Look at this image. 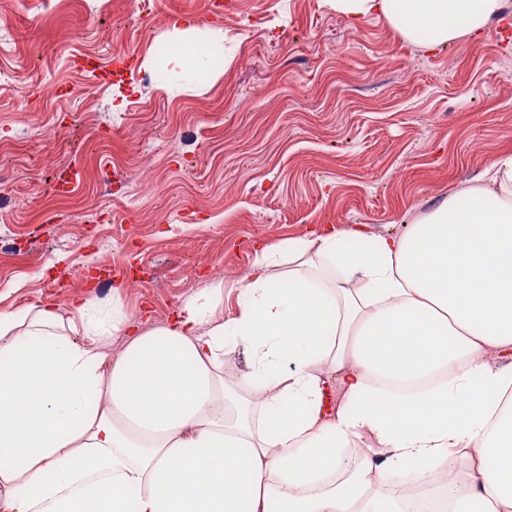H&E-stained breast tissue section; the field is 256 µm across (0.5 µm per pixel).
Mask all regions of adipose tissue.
<instances>
[{"label":"adipose tissue","instance_id":"1","mask_svg":"<svg viewBox=\"0 0 512 512\" xmlns=\"http://www.w3.org/2000/svg\"><path fill=\"white\" fill-rule=\"evenodd\" d=\"M325 4L424 50L504 9ZM486 175L400 236L255 244L229 314L220 281L149 327L120 281L0 311V512H419L397 471L444 478L448 512H512V152Z\"/></svg>","mask_w":512,"mask_h":512}]
</instances>
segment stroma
Instances as JSON below:
<instances>
[{"label": "stroma", "instance_id": "obj_1", "mask_svg": "<svg viewBox=\"0 0 512 512\" xmlns=\"http://www.w3.org/2000/svg\"><path fill=\"white\" fill-rule=\"evenodd\" d=\"M211 3L0 0V241H26L0 250V310L106 305L140 276L122 303L158 323L210 281L250 279L255 241L402 233L512 150V0L431 52L323 0H223L208 24ZM185 40L220 65L159 56ZM70 178L73 198L53 197Z\"/></svg>", "mask_w": 512, "mask_h": 512}]
</instances>
